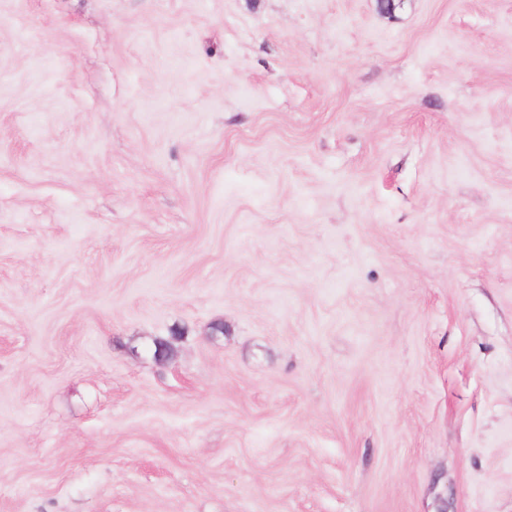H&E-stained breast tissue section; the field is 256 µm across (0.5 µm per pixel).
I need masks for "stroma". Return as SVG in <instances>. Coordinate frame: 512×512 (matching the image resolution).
<instances>
[{"label":"stroma","mask_w":512,"mask_h":512,"mask_svg":"<svg viewBox=\"0 0 512 512\" xmlns=\"http://www.w3.org/2000/svg\"><path fill=\"white\" fill-rule=\"evenodd\" d=\"M0 512H512V0H0Z\"/></svg>","instance_id":"obj_1"}]
</instances>
